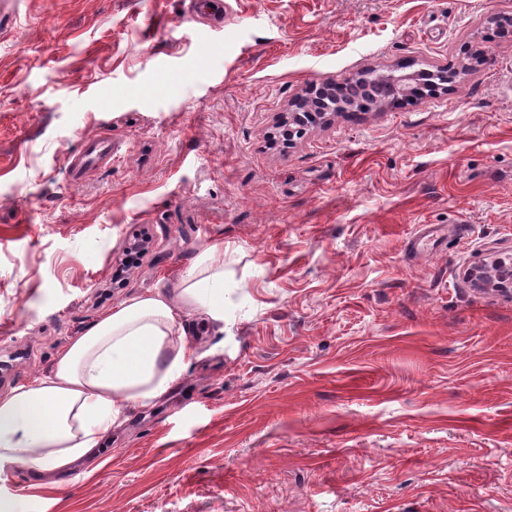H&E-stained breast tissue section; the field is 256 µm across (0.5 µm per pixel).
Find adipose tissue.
Segmentation results:
<instances>
[{
    "label": "adipose tissue",
    "instance_id": "ef3b65f1",
    "mask_svg": "<svg viewBox=\"0 0 512 512\" xmlns=\"http://www.w3.org/2000/svg\"><path fill=\"white\" fill-rule=\"evenodd\" d=\"M186 304L223 321L224 261L215 250L189 269L178 298L119 304L67 345L47 375L0 395V467H29L45 487L98 454L127 408L152 405L188 366Z\"/></svg>",
    "mask_w": 512,
    "mask_h": 512
}]
</instances>
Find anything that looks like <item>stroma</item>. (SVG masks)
I'll use <instances>...</instances> for the list:
<instances>
[{"label":"stroma","mask_w":512,"mask_h":512,"mask_svg":"<svg viewBox=\"0 0 512 512\" xmlns=\"http://www.w3.org/2000/svg\"><path fill=\"white\" fill-rule=\"evenodd\" d=\"M223 2L0 0V394L224 248V322L185 308L182 376L58 487L0 472V512H512V292L457 285L512 250V36L485 23L512 0ZM459 63L268 138L312 86ZM424 224L467 233L422 255ZM111 145L112 141L110 138H99L90 151H87L78 162L72 164V180L75 182L80 181L83 177V173L86 167H88V165L91 163L96 162L101 154L110 151Z\"/></svg>","instance_id":"35a3bbf8"}]
</instances>
